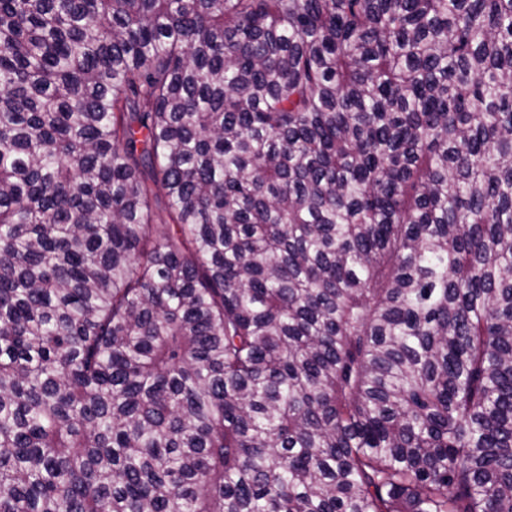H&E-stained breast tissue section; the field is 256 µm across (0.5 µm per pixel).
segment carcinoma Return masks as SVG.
I'll list each match as a JSON object with an SVG mask.
<instances>
[{
  "label": "carcinoma",
  "mask_w": 512,
  "mask_h": 512,
  "mask_svg": "<svg viewBox=\"0 0 512 512\" xmlns=\"http://www.w3.org/2000/svg\"><path fill=\"white\" fill-rule=\"evenodd\" d=\"M0 512H512V0H0Z\"/></svg>",
  "instance_id": "obj_1"
}]
</instances>
